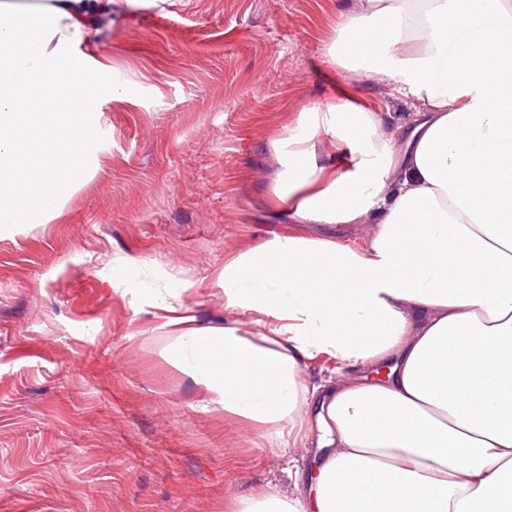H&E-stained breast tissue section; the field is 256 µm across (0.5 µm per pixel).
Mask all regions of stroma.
Masks as SVG:
<instances>
[{"label":"stroma","mask_w":512,"mask_h":512,"mask_svg":"<svg viewBox=\"0 0 512 512\" xmlns=\"http://www.w3.org/2000/svg\"><path fill=\"white\" fill-rule=\"evenodd\" d=\"M351 0H159L98 24L107 83L93 176L53 219L0 234V512H233L263 490L307 494L310 440L214 409L169 360L145 297L227 320L226 258L273 235L272 134L347 90L403 123L385 83L325 61ZM327 355L307 386L354 378Z\"/></svg>","instance_id":"stroma-1"}]
</instances>
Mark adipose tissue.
Listing matches in <instances>:
<instances>
[{
	"label": "adipose tissue",
	"mask_w": 512,
	"mask_h": 512,
	"mask_svg": "<svg viewBox=\"0 0 512 512\" xmlns=\"http://www.w3.org/2000/svg\"><path fill=\"white\" fill-rule=\"evenodd\" d=\"M156 0H0V229L56 216L90 173L102 101L87 46L101 16ZM327 63L389 81L407 123L342 94L271 141V213L293 224H367L365 247L276 236L229 257L219 327L152 300L172 361L225 416L282 435L308 400L304 359L355 366L311 417L328 449L304 499L275 491L236 512H512V0H357ZM55 101L44 140L15 118ZM25 157L48 190L17 184ZM278 290H271V281ZM264 317L261 332L239 315Z\"/></svg>",
	"instance_id": "1"
}]
</instances>
